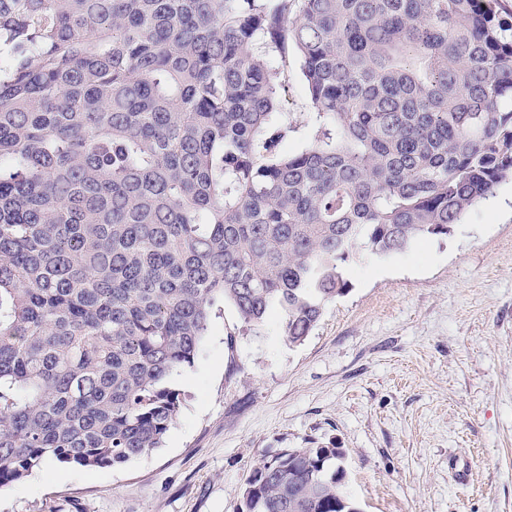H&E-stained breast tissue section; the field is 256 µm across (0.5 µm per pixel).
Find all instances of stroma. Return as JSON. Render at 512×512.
I'll list each match as a JSON object with an SVG mask.
<instances>
[{"label": "stroma", "instance_id": "35a3bbf8", "mask_svg": "<svg viewBox=\"0 0 512 512\" xmlns=\"http://www.w3.org/2000/svg\"><path fill=\"white\" fill-rule=\"evenodd\" d=\"M294 153L309 142L300 59ZM346 295L289 343L218 303L164 445L114 468L42 467L0 512H238L250 469L287 448H340L362 512H512V180L445 238L347 268ZM471 466L470 482L457 478Z\"/></svg>", "mask_w": 512, "mask_h": 512}]
</instances>
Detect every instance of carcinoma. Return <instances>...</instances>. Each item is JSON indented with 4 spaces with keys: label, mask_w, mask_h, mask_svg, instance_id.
<instances>
[{
    "label": "carcinoma",
    "mask_w": 512,
    "mask_h": 512,
    "mask_svg": "<svg viewBox=\"0 0 512 512\" xmlns=\"http://www.w3.org/2000/svg\"><path fill=\"white\" fill-rule=\"evenodd\" d=\"M511 178L501 0H0V486L162 447L216 303L301 342ZM343 459L261 462L239 512H360ZM285 74L288 76V92L286 93V112L294 127L293 131L282 144L284 152L294 153L303 149L310 140L312 131V113L299 57L288 54Z\"/></svg>",
    "instance_id": "carcinoma-1"
}]
</instances>
